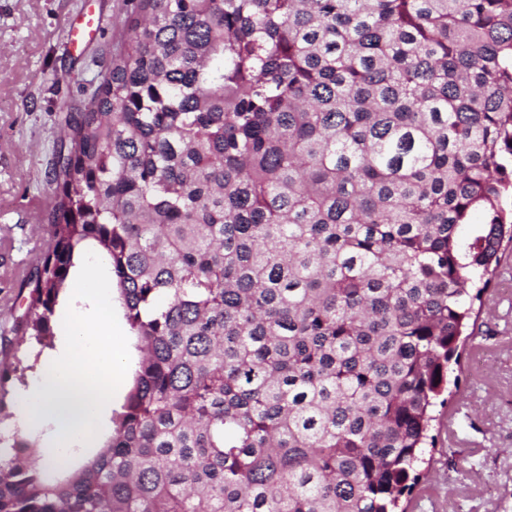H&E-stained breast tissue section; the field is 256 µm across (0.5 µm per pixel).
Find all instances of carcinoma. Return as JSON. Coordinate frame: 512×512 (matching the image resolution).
Masks as SVG:
<instances>
[{"label":"carcinoma","instance_id":"obj_1","mask_svg":"<svg viewBox=\"0 0 512 512\" xmlns=\"http://www.w3.org/2000/svg\"><path fill=\"white\" fill-rule=\"evenodd\" d=\"M132 4L27 326L96 248L140 359L102 450L18 444L0 512H396L512 254V0Z\"/></svg>","mask_w":512,"mask_h":512}]
</instances>
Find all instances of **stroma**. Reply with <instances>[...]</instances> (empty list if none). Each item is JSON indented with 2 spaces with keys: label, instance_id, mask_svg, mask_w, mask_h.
I'll return each instance as SVG.
<instances>
[{
  "label": "stroma",
  "instance_id": "1",
  "mask_svg": "<svg viewBox=\"0 0 512 512\" xmlns=\"http://www.w3.org/2000/svg\"><path fill=\"white\" fill-rule=\"evenodd\" d=\"M131 0H0V400L16 401L18 359L41 346L26 331L28 279L51 244V161L69 148L65 116L83 110L124 33ZM100 17L98 33L65 51V22ZM464 337L459 383L436 407L435 446L407 512H512V274L485 293Z\"/></svg>",
  "mask_w": 512,
  "mask_h": 512
}]
</instances>
